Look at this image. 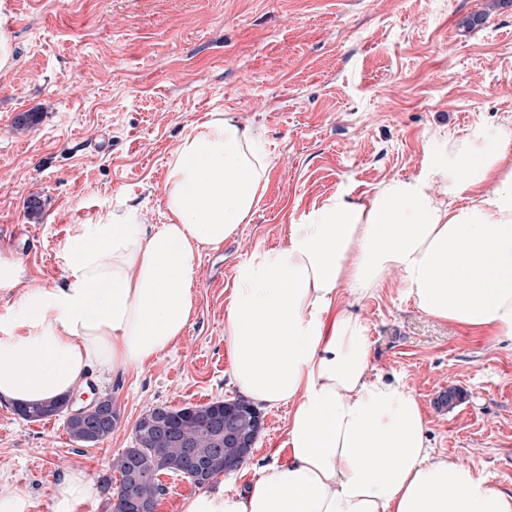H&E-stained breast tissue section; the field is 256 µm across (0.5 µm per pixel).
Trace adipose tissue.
<instances>
[{
  "instance_id": "adipose-tissue-1",
  "label": "adipose tissue",
  "mask_w": 512,
  "mask_h": 512,
  "mask_svg": "<svg viewBox=\"0 0 512 512\" xmlns=\"http://www.w3.org/2000/svg\"><path fill=\"white\" fill-rule=\"evenodd\" d=\"M271 163L262 125L213 113L171 154L166 223L133 205L89 219L52 288L0 256V288L21 291L0 324V403H48L87 372L120 378L164 355L194 314L197 255L249 221ZM395 273L426 316L512 340V127L436 138L423 175L363 201L336 193L235 268L230 383L256 406H288V459L182 512H512V492L434 454L416 395L373 366L359 310ZM93 494L65 470L52 512Z\"/></svg>"
}]
</instances>
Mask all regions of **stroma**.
<instances>
[{"label": "stroma", "mask_w": 512, "mask_h": 512, "mask_svg": "<svg viewBox=\"0 0 512 512\" xmlns=\"http://www.w3.org/2000/svg\"><path fill=\"white\" fill-rule=\"evenodd\" d=\"M1 20L14 53L0 72V239L12 241L0 254L30 283H61L65 242L91 217L133 204L164 223L169 155L210 113L261 123L272 153L250 222L196 258L184 336L121 378L86 376L120 412L111 437L86 447L64 416L27 421L0 404V489L25 493L32 512H51L65 469L110 472L148 409L236 397L224 343L232 272L280 245L285 225L335 192L358 200L423 174L437 134L512 126V0H0ZM24 112L37 120L16 129ZM360 315L376 369L415 393L434 452L512 491V341L424 315L396 274ZM451 388L460 400L438 409ZM262 417L228 489L285 443L287 406Z\"/></svg>", "instance_id": "35a3bbf8"}]
</instances>
